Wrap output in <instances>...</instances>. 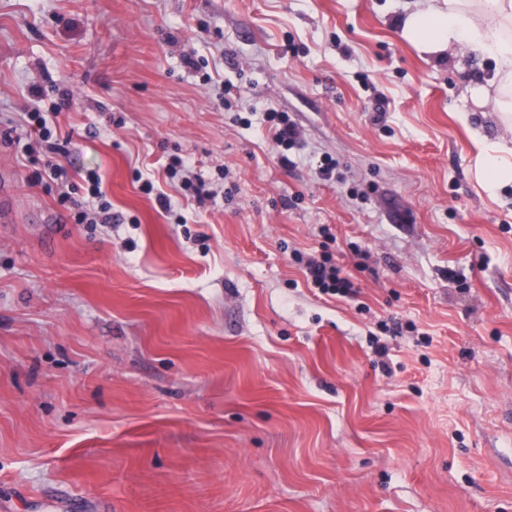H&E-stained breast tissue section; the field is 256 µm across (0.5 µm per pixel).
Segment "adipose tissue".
Segmentation results:
<instances>
[{
    "mask_svg": "<svg viewBox=\"0 0 512 512\" xmlns=\"http://www.w3.org/2000/svg\"><path fill=\"white\" fill-rule=\"evenodd\" d=\"M401 26L405 38L433 52L462 42L488 52L500 87L512 86V0H443L406 16Z\"/></svg>",
    "mask_w": 512,
    "mask_h": 512,
    "instance_id": "adipose-tissue-1",
    "label": "adipose tissue"
}]
</instances>
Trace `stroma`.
Returning a JSON list of instances; mask_svg holds the SVG:
<instances>
[{"label": "stroma", "mask_w": 512, "mask_h": 512, "mask_svg": "<svg viewBox=\"0 0 512 512\" xmlns=\"http://www.w3.org/2000/svg\"><path fill=\"white\" fill-rule=\"evenodd\" d=\"M425 6L0 0V512H512V129L493 60L402 36ZM36 93L114 222L44 178ZM265 120L269 123L268 133H270L272 141L280 150L279 161L283 167L288 168L293 163L288 151L297 144V127L289 120L288 115L282 112L266 113ZM483 165L481 168L482 184L489 190H494L501 185L512 184V151L510 157L498 154V150L485 146L481 147ZM83 182L87 187H83L80 185L78 189L83 188L86 191V195L88 196V203L96 202V212L95 218H89V213L83 209L82 203H74L71 201L70 193H63L62 197H60L61 202L63 203H72L77 207V211L75 212V221L78 224H109L112 222L113 216L111 211L110 204L105 200V194L102 190L103 179L102 176L96 171H90L86 174L83 179ZM68 189L78 190L77 187L71 183H68ZM305 269L307 281L325 294L345 297L353 292V282L328 258L321 261H307Z\"/></svg>", "instance_id": "1"}]
</instances>
